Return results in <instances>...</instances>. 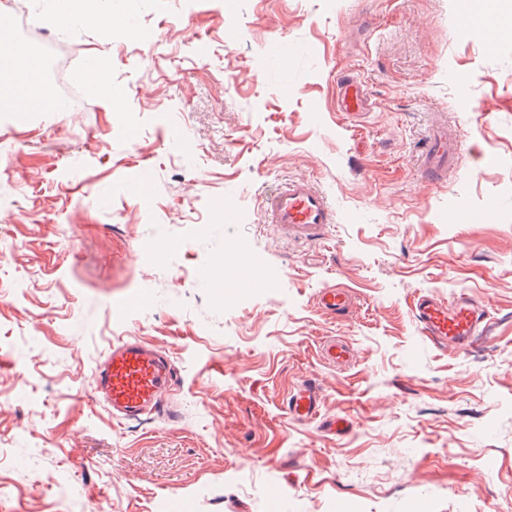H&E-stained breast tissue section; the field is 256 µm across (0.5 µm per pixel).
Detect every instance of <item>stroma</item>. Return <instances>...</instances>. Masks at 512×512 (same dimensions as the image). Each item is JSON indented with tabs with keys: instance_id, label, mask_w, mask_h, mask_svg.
Wrapping results in <instances>:
<instances>
[{
	"instance_id": "1",
	"label": "stroma",
	"mask_w": 512,
	"mask_h": 512,
	"mask_svg": "<svg viewBox=\"0 0 512 512\" xmlns=\"http://www.w3.org/2000/svg\"><path fill=\"white\" fill-rule=\"evenodd\" d=\"M97 7L107 30L58 36L115 101L0 120V512H512V42L456 0ZM145 24L157 42L140 50ZM341 72L374 105L355 121ZM438 122L462 154L430 183L419 146ZM291 178L333 203L322 241L262 221ZM492 200V222L449 223ZM255 252L265 287L225 298L226 256ZM329 284L354 291L346 316L318 308ZM419 290L485 307L468 350L424 337ZM122 336L177 381L163 412L121 424L93 371ZM330 338L350 364L323 359ZM308 382L321 411L302 421L285 399Z\"/></svg>"
}]
</instances>
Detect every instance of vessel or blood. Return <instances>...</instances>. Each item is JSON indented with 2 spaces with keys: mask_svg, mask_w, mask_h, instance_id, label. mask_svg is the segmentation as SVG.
Instances as JSON below:
<instances>
[{
  "mask_svg": "<svg viewBox=\"0 0 512 512\" xmlns=\"http://www.w3.org/2000/svg\"><path fill=\"white\" fill-rule=\"evenodd\" d=\"M337 105L346 115L358 117L371 109L370 99L359 78L348 74L337 83ZM459 139L455 126L438 123L431 129L420 153V172L431 182L445 181L456 169ZM264 221L273 224L286 236L310 241L320 240L336 222V211L327 196L305 179L289 181L276 193L266 197ZM262 256L232 274L223 276L224 287L241 292L263 287ZM322 310L332 315L349 311L355 297L351 290L330 284L317 296ZM411 310L422 333L435 346H452L463 351L473 336L478 335L486 318L482 305L468 293L444 300L431 292L414 296ZM96 398L102 402L113 420L137 419L160 410L176 384L173 364L160 350L135 336L118 340L110 346L103 360L94 369ZM319 392L307 384L292 395L287 410L296 417H317Z\"/></svg>",
  "mask_w": 512,
  "mask_h": 512,
  "instance_id": "1",
  "label": "vessel or blood"
}]
</instances>
